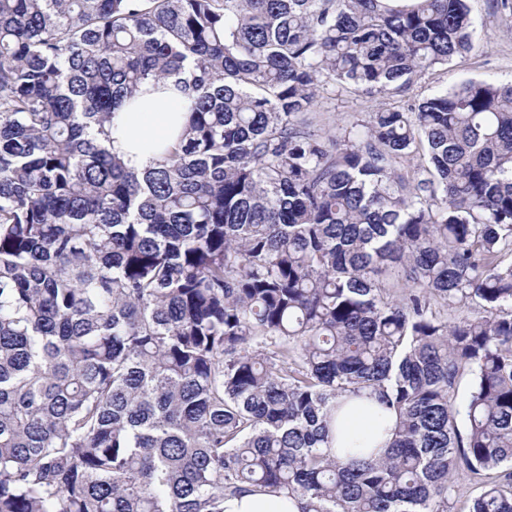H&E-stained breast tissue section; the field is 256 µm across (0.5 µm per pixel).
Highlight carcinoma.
Masks as SVG:
<instances>
[{
	"label": "carcinoma",
	"instance_id": "obj_1",
	"mask_svg": "<svg viewBox=\"0 0 512 512\" xmlns=\"http://www.w3.org/2000/svg\"><path fill=\"white\" fill-rule=\"evenodd\" d=\"M468 0H0V512H512V82ZM176 79L141 172L112 117ZM400 96L325 137L324 95ZM465 393H460L462 383ZM394 414L332 453L342 399ZM469 6L478 24L474 49L417 80L415 94L426 96L437 90H450L465 79L512 81V30L493 14L489 0H470ZM224 507L225 512H300L296 499L262 492L229 498Z\"/></svg>",
	"mask_w": 512,
	"mask_h": 512
}]
</instances>
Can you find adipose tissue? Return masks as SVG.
Masks as SVG:
<instances>
[{"label": "adipose tissue", "mask_w": 512, "mask_h": 512, "mask_svg": "<svg viewBox=\"0 0 512 512\" xmlns=\"http://www.w3.org/2000/svg\"><path fill=\"white\" fill-rule=\"evenodd\" d=\"M184 98L167 79L126 100L112 120L111 148L129 168H145L179 138ZM395 417L376 399L352 398L336 418V440L349 448H379L391 437ZM225 512H300L296 499L262 492L232 497Z\"/></svg>", "instance_id": "1"}]
</instances>
